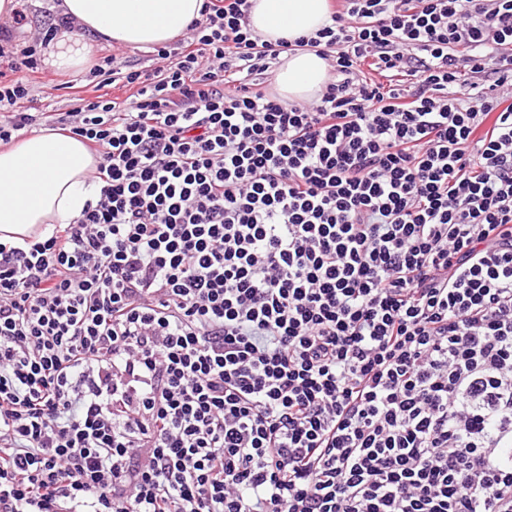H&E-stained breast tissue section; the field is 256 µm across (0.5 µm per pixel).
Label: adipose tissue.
Listing matches in <instances>:
<instances>
[{"label": "adipose tissue", "mask_w": 512, "mask_h": 512, "mask_svg": "<svg viewBox=\"0 0 512 512\" xmlns=\"http://www.w3.org/2000/svg\"><path fill=\"white\" fill-rule=\"evenodd\" d=\"M204 0H62L70 27L59 29L43 51L57 71L82 69L99 42L146 48L182 36L202 18ZM247 23L267 42L313 35L329 17V0H251ZM275 84L288 101L314 97L327 79L328 63L313 50L283 53ZM96 158L77 138L43 131L0 147V241L67 224L95 201L90 178Z\"/></svg>", "instance_id": "obj_1"}]
</instances>
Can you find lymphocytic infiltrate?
<instances>
[{"label":"lymphocytic infiltrate","instance_id":"1","mask_svg":"<svg viewBox=\"0 0 512 512\" xmlns=\"http://www.w3.org/2000/svg\"><path fill=\"white\" fill-rule=\"evenodd\" d=\"M205 0L159 67L28 111L96 202L0 243V512H512V0H342L267 43ZM317 97L261 91L288 47Z\"/></svg>","mask_w":512,"mask_h":512}]
</instances>
